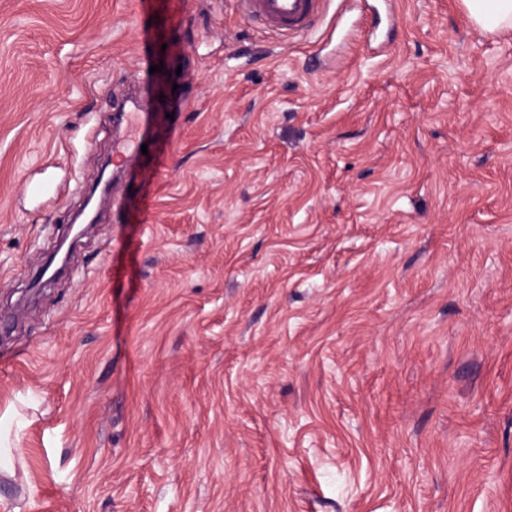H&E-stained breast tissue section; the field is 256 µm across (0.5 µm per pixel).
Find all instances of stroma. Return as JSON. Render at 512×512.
I'll use <instances>...</instances> for the list:
<instances>
[{"label":"stroma","instance_id":"stroma-1","mask_svg":"<svg viewBox=\"0 0 512 512\" xmlns=\"http://www.w3.org/2000/svg\"><path fill=\"white\" fill-rule=\"evenodd\" d=\"M135 179L30 278L112 158ZM0 512H512V30L0 0ZM151 103L145 96L131 95L123 103L117 117V125L123 128L132 118L136 117L144 122L150 118ZM11 432V421L5 418V415L0 416V447H5ZM0 448V470L7 472L9 475L14 476L16 473L17 465L20 464V457L18 459L13 454H6L2 456Z\"/></svg>","mask_w":512,"mask_h":512}]
</instances>
